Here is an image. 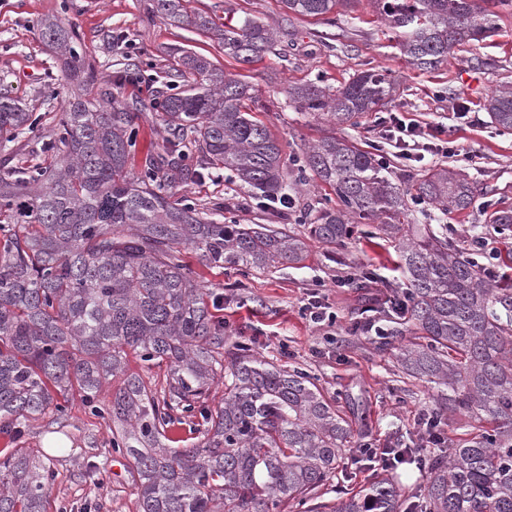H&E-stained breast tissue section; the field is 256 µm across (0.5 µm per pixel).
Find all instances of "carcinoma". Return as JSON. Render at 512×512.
<instances>
[{
  "label": "carcinoma",
  "mask_w": 512,
  "mask_h": 512,
  "mask_svg": "<svg viewBox=\"0 0 512 512\" xmlns=\"http://www.w3.org/2000/svg\"><path fill=\"white\" fill-rule=\"evenodd\" d=\"M150 2L151 14L208 35L242 62L262 59L275 43L274 30L250 16L219 26L185 0ZM354 2L281 0L288 12L312 17ZM374 4L409 62L432 70L455 46L493 36L497 8L512 0ZM41 38L73 73L75 91L54 137L32 150L38 162L0 175V428L62 416L76 392L115 425L112 449L129 461L139 512H273L283 504L320 512L319 492L348 451V420L307 373L283 370L244 344L224 349V323L181 249L208 266L265 272L303 262L310 241L334 248L356 224L386 218L377 230L396 243L408 283L406 308L387 316L395 328L385 336L400 338L397 364L438 390L431 424L459 412L491 425L429 459L414 512H512V283L484 276L448 244L445 225L391 223L408 211L412 191L416 201L463 211L477 186L435 169L410 191L384 174L376 155L331 134L308 147L304 163L337 203L306 232L219 224L175 197L170 183L194 175L182 165L190 144L264 195L283 188L281 147L252 115V87L202 55L176 52L170 75L187 88L155 98L169 138L135 174L128 168L135 113L101 86L94 64L73 47V31L47 19ZM393 92L386 74L366 71L333 93L310 83L288 94L338 129L382 111ZM487 110L496 127L512 131L511 84L493 92ZM33 123L27 106L0 94V137L15 141ZM131 353L165 368L162 391L127 373ZM116 377L122 385L108 400L104 388ZM219 383L224 399L210 406ZM197 408L206 423L201 444L169 447L178 413ZM52 481L23 449L5 454L0 512H45ZM401 506L396 486L378 476L330 512Z\"/></svg>",
  "instance_id": "1"
}]
</instances>
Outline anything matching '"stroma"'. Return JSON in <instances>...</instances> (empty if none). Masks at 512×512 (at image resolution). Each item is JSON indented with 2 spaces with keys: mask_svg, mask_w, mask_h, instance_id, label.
Wrapping results in <instances>:
<instances>
[{
  "mask_svg": "<svg viewBox=\"0 0 512 512\" xmlns=\"http://www.w3.org/2000/svg\"><path fill=\"white\" fill-rule=\"evenodd\" d=\"M187 5L219 21L255 16L274 28L275 46L260 61L240 62L225 54L217 41L153 16L149 0H0V92L28 103L35 113L30 139L53 135L68 88L40 36L45 18L56 17L74 29L76 49L94 63L102 83L118 100L135 105L128 166L136 172L166 137L154 119L152 97L156 90H172L170 51H194L255 88V115L281 146L294 206L288 210L263 204L259 192L229 180L194 148L190 163L202 178L176 183L175 191L224 223L267 224L300 233L318 210L335 205L336 196L295 163L330 126L300 111L288 97L289 86L308 82L333 91L358 72L383 70L398 83L392 112L407 122L444 128L443 138L453 142L458 156L402 159L394 142L380 138L373 112L357 125L343 127L341 137L367 150H382L391 179L405 186L429 169L464 173L480 190L472 207L445 212L419 204L412 221L446 225L449 242L465 253H478L494 282H512V259L506 256L512 250V224L486 223L484 213L488 205L512 209V132L491 124L485 109L492 91L512 82L511 9L501 12L494 37L461 46L430 71L410 64L396 48L370 0H356L330 19L288 15L281 0H187ZM183 256L210 298L220 302L215 314L224 321L225 345L247 343L275 365L298 368L315 378L324 392L337 398L348 418L352 447L380 448L401 436L416 441L423 455H433L417 421L432 408L435 390L403 377L391 350L379 349L354 328L367 303H381L406 288L396 250L387 239L356 234L332 253L314 243L303 264L266 273L208 267L190 249ZM367 269L378 270L383 281L362 290L360 274ZM315 289L337 315L331 332L302 313L308 293ZM54 435L63 437L66 447H45L46 438ZM111 439V421L93 416L76 396L60 419L30 422L19 435L1 431L0 455L25 448L35 465L54 471L47 512H138L136 484L125 456L112 450Z\"/></svg>",
  "mask_w": 512,
  "mask_h": 512,
  "instance_id": "stroma-1",
  "label": "stroma"
}]
</instances>
